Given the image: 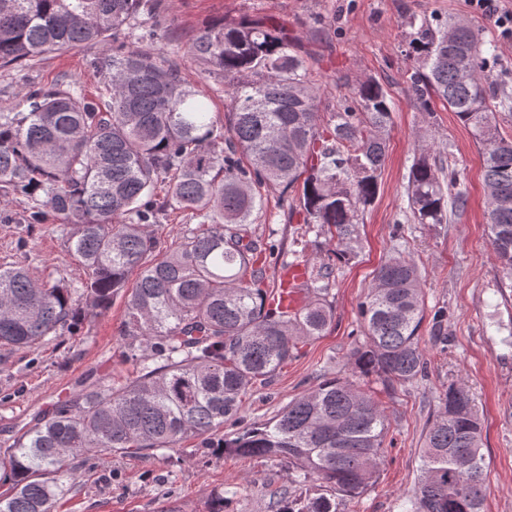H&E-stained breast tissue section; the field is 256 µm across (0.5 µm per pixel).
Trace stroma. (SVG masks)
Here are the masks:
<instances>
[{
  "mask_svg": "<svg viewBox=\"0 0 512 512\" xmlns=\"http://www.w3.org/2000/svg\"><path fill=\"white\" fill-rule=\"evenodd\" d=\"M164 5L153 37L133 39V46L169 56L209 23L275 17L285 20L317 57L309 79L323 101H335L348 94L351 83L367 78L379 81L391 99L387 158L376 199L362 215L360 254L356 262L335 267L329 296L334 321L322 336L302 344L267 386L247 396L245 423L266 422L292 398L347 375L349 354L363 341L358 304L371 286L373 270L401 238L422 274L428 317L419 334L428 375L405 388L372 384L389 419V445L375 483L345 499L341 508L403 512L418 481L424 435L438 413L439 397L455 383L469 390L483 423L485 512H512V347L502 344L495 331L499 325L512 328V281L503 278L489 244L482 147L447 106L437 101L431 112H421L408 96L412 62L405 55V21L436 15L481 28L511 88L512 43L492 21L472 13L465 0H164ZM111 52V42L105 41L50 52L29 69H0V113L18 111L22 88L61 79L86 96L99 95L103 81L92 62ZM422 129L432 132L440 161L458 169L468 188L466 212L446 224H416L406 211L407 175ZM28 207L19 197L0 208V265L26 263L43 281L84 280L82 267L66 252L63 224L51 220L27 229ZM251 231L255 239L281 244L283 262L296 257L315 264L322 254L323 236L289 220L287 206L279 205L273 193ZM126 298L119 293L77 335L47 337L32 351L0 353V446L11 444L37 411L74 392L85 378L120 385L134 377L136 369L125 358L132 339L121 333ZM438 309L447 314L442 343L432 340L430 315ZM72 465L78 482L59 497L55 512H212L219 498L224 512H272L273 493L291 486L288 468L279 461L215 454L193 438L164 459L92 450Z\"/></svg>",
  "mask_w": 512,
  "mask_h": 512,
  "instance_id": "stroma-1",
  "label": "stroma"
}]
</instances>
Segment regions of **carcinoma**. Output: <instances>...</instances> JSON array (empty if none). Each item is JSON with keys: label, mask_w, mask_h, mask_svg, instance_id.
<instances>
[{"label": "carcinoma", "mask_w": 512, "mask_h": 512, "mask_svg": "<svg viewBox=\"0 0 512 512\" xmlns=\"http://www.w3.org/2000/svg\"><path fill=\"white\" fill-rule=\"evenodd\" d=\"M162 8L163 0H0V68L113 44L112 55L93 61L104 83L97 98L63 81L25 92L23 110L0 114V205L22 194L31 200L28 226L66 223L68 253L86 271L74 287L40 282L22 263L1 266L0 347L30 351L77 330L109 308L134 270L123 331L140 344L135 379L81 386L0 448L9 481L0 512H54L76 484L70 460L90 448L163 458L187 437L287 463L304 492L273 495L275 512H340L336 496L354 498L375 481L389 429L362 382L373 376L393 389L427 373L418 336L426 307L411 252L372 272L358 306L365 342L350 353V375L294 398L269 422L224 438L216 432L241 421L251 388L331 325L335 262L359 256L360 216L385 166L388 92L368 79L324 103L299 37L271 17L243 18L206 27L181 47L183 59L224 77L230 104L217 121L181 63L125 42L131 20ZM408 25L410 97L421 112L436 98L446 103L483 147L489 243L512 279V138L495 118L512 112V96L499 91L495 54L482 51L481 34L464 21L412 17ZM269 191L292 196L290 212L325 234L326 259L309 267L304 301L288 311L275 309L265 288L275 246L260 247L250 228ZM406 196L416 224H446L469 201L459 171L426 146L410 166ZM172 209L199 224L163 249L153 226ZM439 400L408 512H484L473 399L450 384ZM459 454L473 460L471 474L459 471ZM317 481L331 496L312 494Z\"/></svg>", "instance_id": "1"}]
</instances>
